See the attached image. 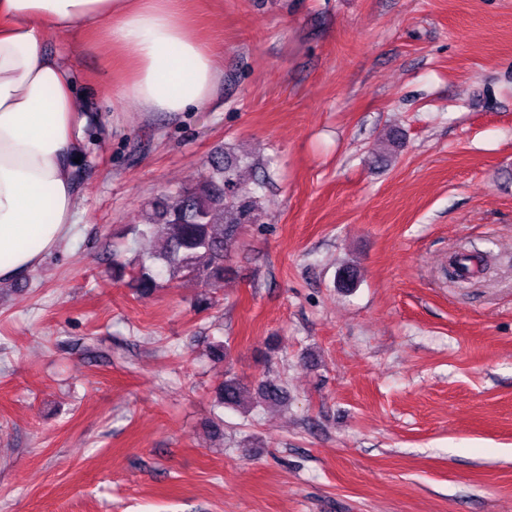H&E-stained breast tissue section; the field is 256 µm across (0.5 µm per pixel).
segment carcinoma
I'll return each instance as SVG.
<instances>
[{
    "instance_id": "1",
    "label": "carcinoma",
    "mask_w": 512,
    "mask_h": 512,
    "mask_svg": "<svg viewBox=\"0 0 512 512\" xmlns=\"http://www.w3.org/2000/svg\"><path fill=\"white\" fill-rule=\"evenodd\" d=\"M266 189L264 176L247 157L234 156L220 149L206 164L199 183L191 190L168 195L155 203L156 221L136 229L165 237L166 249L158 266L140 264L127 267L116 264L114 277L128 274L141 297H148L160 287V281L181 279L203 288L217 289L224 281V258L237 246L247 228L260 223L262 199ZM220 214L224 221L215 222ZM482 258L474 253L454 255L448 265V278L466 281L481 269ZM357 270L346 265L337 273V287L350 290L356 286ZM217 400L221 407L246 409L248 386L236 377L218 384ZM259 398L268 405L284 402L282 387L266 383L258 387Z\"/></svg>"
}]
</instances>
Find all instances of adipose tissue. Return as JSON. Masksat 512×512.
I'll use <instances>...</instances> for the list:
<instances>
[{
	"mask_svg": "<svg viewBox=\"0 0 512 512\" xmlns=\"http://www.w3.org/2000/svg\"><path fill=\"white\" fill-rule=\"evenodd\" d=\"M96 21L110 29L113 106L201 109L218 85L223 59L189 36L185 0H0L1 282L27 277L72 232L75 165L92 117L47 44Z\"/></svg>",
	"mask_w": 512,
	"mask_h": 512,
	"instance_id": "1",
	"label": "adipose tissue"
}]
</instances>
